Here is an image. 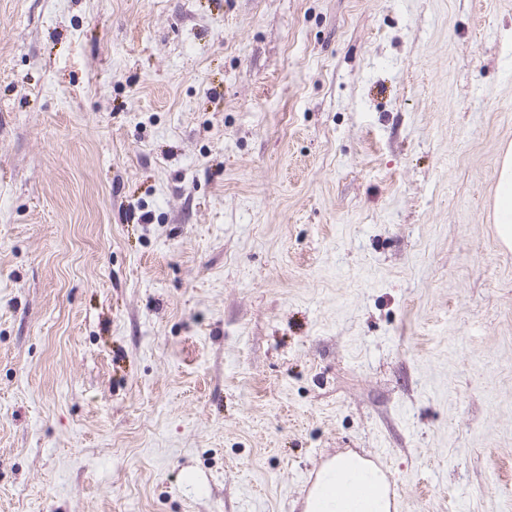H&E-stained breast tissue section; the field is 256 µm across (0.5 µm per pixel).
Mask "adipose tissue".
<instances>
[{"label": "adipose tissue", "mask_w": 512, "mask_h": 512, "mask_svg": "<svg viewBox=\"0 0 512 512\" xmlns=\"http://www.w3.org/2000/svg\"><path fill=\"white\" fill-rule=\"evenodd\" d=\"M492 207L498 236L512 248V144L501 154ZM392 506L385 476L353 453L338 455L324 466L305 503L306 512H390Z\"/></svg>", "instance_id": "ef3b65f1"}]
</instances>
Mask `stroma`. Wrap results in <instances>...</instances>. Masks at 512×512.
<instances>
[{
    "instance_id": "obj_1",
    "label": "stroma",
    "mask_w": 512,
    "mask_h": 512,
    "mask_svg": "<svg viewBox=\"0 0 512 512\" xmlns=\"http://www.w3.org/2000/svg\"><path fill=\"white\" fill-rule=\"evenodd\" d=\"M512 0H0V512H512ZM492 207L500 241L504 246L512 248V144L501 154ZM392 507L385 476L353 453L340 454L324 466L305 503L308 512H390Z\"/></svg>"
}]
</instances>
